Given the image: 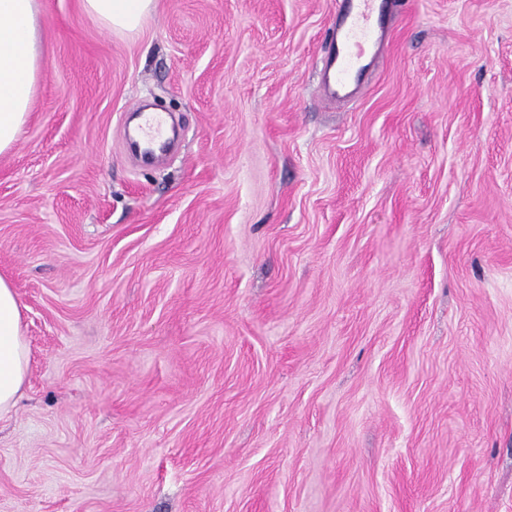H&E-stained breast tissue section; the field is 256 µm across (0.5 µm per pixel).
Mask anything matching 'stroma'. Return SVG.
Segmentation results:
<instances>
[{
  "label": "stroma",
  "instance_id": "1",
  "mask_svg": "<svg viewBox=\"0 0 512 512\" xmlns=\"http://www.w3.org/2000/svg\"><path fill=\"white\" fill-rule=\"evenodd\" d=\"M40 4L0 512H512V0H406L346 105L336 0ZM87 15L103 26L126 32L139 29L145 16L155 8L156 0H82ZM138 118L141 123L138 127L136 139L130 141L129 147L131 151L140 154L144 158H149L155 153L156 149H163L167 143V121L166 118H162L156 112H140ZM143 122H145L147 130L144 128Z\"/></svg>",
  "mask_w": 512,
  "mask_h": 512
}]
</instances>
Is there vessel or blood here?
Here are the masks:
<instances>
[{
    "label": "vessel or blood",
    "instance_id": "b4317fda",
    "mask_svg": "<svg viewBox=\"0 0 512 512\" xmlns=\"http://www.w3.org/2000/svg\"><path fill=\"white\" fill-rule=\"evenodd\" d=\"M388 4L389 0H341L333 42L322 58V73L331 102L344 104L350 100L349 88L359 84L364 71L362 57L356 48L378 39ZM139 118L143 126L129 147L148 158L155 150L165 147L167 121L161 115L144 112Z\"/></svg>",
    "mask_w": 512,
    "mask_h": 512
}]
</instances>
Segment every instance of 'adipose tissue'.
<instances>
[{
    "instance_id": "obj_1",
    "label": "adipose tissue",
    "mask_w": 512,
    "mask_h": 512,
    "mask_svg": "<svg viewBox=\"0 0 512 512\" xmlns=\"http://www.w3.org/2000/svg\"><path fill=\"white\" fill-rule=\"evenodd\" d=\"M156 0H82L87 15L103 26L137 31ZM41 22L38 0H0V154L19 140L38 85ZM30 371L21 306L0 276V417L14 409Z\"/></svg>"
}]
</instances>
